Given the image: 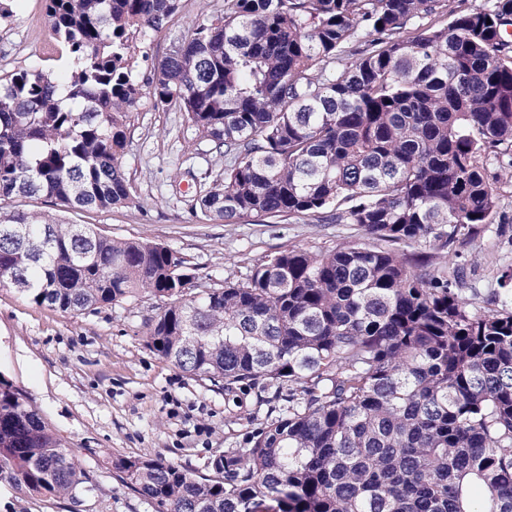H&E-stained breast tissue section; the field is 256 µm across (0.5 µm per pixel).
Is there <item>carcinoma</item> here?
Returning <instances> with one entry per match:
<instances>
[{
	"mask_svg": "<svg viewBox=\"0 0 512 512\" xmlns=\"http://www.w3.org/2000/svg\"><path fill=\"white\" fill-rule=\"evenodd\" d=\"M179 0H46L69 73L0 74V282L94 311L168 299L147 344L224 394L288 388L278 415L196 475L119 457L155 512H512V296L477 314L447 250L493 223L512 169V0H224L139 80L136 40ZM224 167L193 213L354 224L369 246L292 247L197 292L187 261L27 203L137 201L124 159L143 99ZM0 476L74 499L87 474L0 380Z\"/></svg>",
	"mask_w": 512,
	"mask_h": 512,
	"instance_id": "cac0c4a2",
	"label": "carcinoma"
}]
</instances>
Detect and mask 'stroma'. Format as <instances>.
Segmentation results:
<instances>
[{
	"label": "stroma",
	"instance_id": "1",
	"mask_svg": "<svg viewBox=\"0 0 512 512\" xmlns=\"http://www.w3.org/2000/svg\"><path fill=\"white\" fill-rule=\"evenodd\" d=\"M224 0H180L168 28L148 34L136 51L137 71L149 76L173 39L222 10ZM0 73L18 68H66L60 45L45 26L44 0H0ZM125 167L138 193L135 204L107 212L66 213L103 234L166 246L185 258L198 289L244 281L250 268L296 246L314 251L363 246L351 224H237L202 221L190 211L192 175L216 169L211 143L197 141L181 113L143 104L128 130ZM494 224L473 241L455 245V260L472 281L463 295L471 311L496 310L505 273L512 271V178L500 181ZM163 299L91 312L33 303L0 283V377L21 388L74 448L89 477L77 499L25 495L0 482V512H154L118 477L119 457L151 456L204 474L224 450L242 446L251 424L270 414L258 391L227 398L221 387L188 375L147 345L148 324Z\"/></svg>",
	"mask_w": 512,
	"mask_h": 512
}]
</instances>
